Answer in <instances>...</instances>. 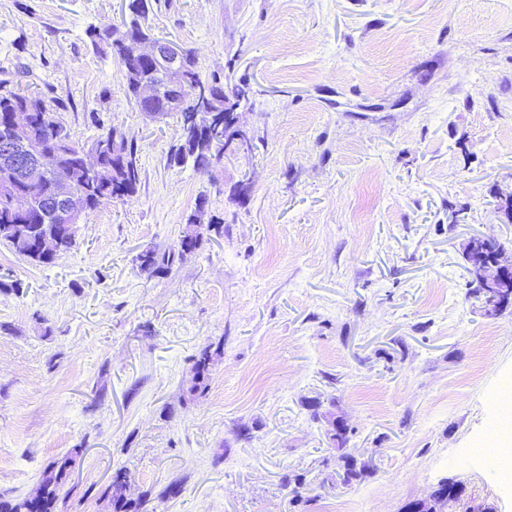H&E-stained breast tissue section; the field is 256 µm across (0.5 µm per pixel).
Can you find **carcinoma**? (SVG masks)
I'll list each match as a JSON object with an SVG mask.
<instances>
[{
    "label": "carcinoma",
    "mask_w": 512,
    "mask_h": 512,
    "mask_svg": "<svg viewBox=\"0 0 512 512\" xmlns=\"http://www.w3.org/2000/svg\"><path fill=\"white\" fill-rule=\"evenodd\" d=\"M150 10L149 0H129L127 12L119 22L105 23L100 26H91L86 34L92 48L102 54H109L119 62L120 68L126 69L122 80L127 92L136 96L137 83L145 79L154 81L157 78L156 66L150 61L133 60L130 58V45L111 39L112 30L118 27L127 28L129 39L137 40L144 35L141 29V20L147 18ZM203 79L198 68L194 67L184 74L183 83L179 88H167L164 96L154 101L151 105L140 104L142 111L155 112L157 117H164L173 112L181 115L182 124H187L191 119L190 112L194 111L193 91L194 85ZM214 95L218 98V104L224 105V100L234 97L240 98L245 94L243 89L226 88L221 77L212 76L209 79ZM181 100L184 108L179 110L167 106L171 100ZM48 104L36 91L27 89L0 93V128L5 126L11 113L24 111L31 113V124L34 134L47 144L46 157L48 164L57 166L60 163L55 139L59 134H64L67 139L63 147L69 155L67 163L69 178L73 190L77 194L78 201L83 209L94 210L103 202L122 198L135 193L139 182V170L134 145L128 143L125 137L110 129L100 134L92 143L100 157L101 170L95 175H90L81 167L75 165V157L83 148L67 127L56 121L53 113L46 111ZM192 141L183 136L180 145L170 155V162L181 165L193 159L194 168L199 172H205L206 162L192 158ZM204 205L198 204L196 211L186 218V228L179 242V254L182 256L196 253L203 241L202 229L204 221L202 216ZM46 226L56 238L55 250L45 255L39 246L38 229ZM0 243L11 248L16 254L42 265H51L57 256L69 251L76 244V230L70 224H60L55 221L53 215L42 207L32 209L25 217H20L12 211V194L0 190ZM221 354V349L215 352L203 351L193 365L192 385L189 392L195 394L206 388L214 357ZM330 439L336 444V449L342 451L343 483H350L357 479L360 469L357 467L355 456L347 452L348 437L330 434ZM75 462L71 456L64 457L50 465L44 472L40 487L35 496L21 500L5 499L0 497V512H57L59 492L61 486L70 474ZM127 474L124 470H118L112 477L109 485L110 501L115 512H143L145 499H131L126 494Z\"/></svg>",
    "instance_id": "obj_1"
}]
</instances>
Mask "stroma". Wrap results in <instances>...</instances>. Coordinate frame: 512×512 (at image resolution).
I'll return each instance as SVG.
<instances>
[{
  "label": "stroma",
  "mask_w": 512,
  "mask_h": 512,
  "mask_svg": "<svg viewBox=\"0 0 512 512\" xmlns=\"http://www.w3.org/2000/svg\"><path fill=\"white\" fill-rule=\"evenodd\" d=\"M123 9L0 0V88L36 89L84 145L118 129L140 175L53 265L0 245L24 284L0 292V497L71 453L58 512H111L120 469L145 512H404L443 478L446 512H512L488 452L512 306L487 315L464 258L475 237L512 257V0H151L156 37L245 91L212 177L170 163L177 117L93 51ZM200 203L222 224L179 257ZM148 249L169 258L152 275ZM335 419L367 465L348 484ZM220 354V349H216L213 354L210 351L205 350L196 358L193 365V378L192 385L189 388V393L195 394L206 388V383L214 364V356H219Z\"/></svg>",
  "instance_id": "1"
}]
</instances>
